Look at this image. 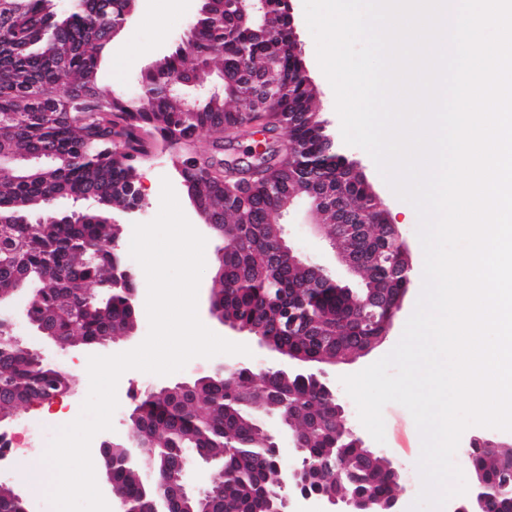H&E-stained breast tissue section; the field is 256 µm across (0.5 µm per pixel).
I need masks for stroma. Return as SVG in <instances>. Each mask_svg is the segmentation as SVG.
Listing matches in <instances>:
<instances>
[{
	"label": "stroma",
	"instance_id": "stroma-1",
	"mask_svg": "<svg viewBox=\"0 0 512 512\" xmlns=\"http://www.w3.org/2000/svg\"><path fill=\"white\" fill-rule=\"evenodd\" d=\"M201 6L202 0H135V19L110 44L102 62L101 83L119 92H136L140 87L143 69L156 59L161 46L172 47L179 43L181 36H184L197 20ZM292 8L302 58L317 90L316 104L324 118L328 120L332 132L340 133L341 122L335 109L334 91L318 65L315 41L304 17L303 0H292ZM346 152L351 159L360 163L368 181L384 200L390 221L400 225L412 252L414 271L418 274L422 273L424 254L417 237L418 218L414 208L395 195L380 176L373 159L366 151L350 146L347 147ZM166 180L176 185V196L184 215L206 240V266L199 285L198 316L201 322L215 334L228 341L238 342V335L225 328L223 323L210 312L215 258L218 249L223 247L224 241L193 214L186 191L178 186L179 176L170 152L158 151L138 167L135 183L140 197L138 210L131 214L121 211L114 214L121 227V247L125 250L129 249L134 224L148 223L156 218L161 207L162 183ZM280 223L306 257L316 261L330 259V249L324 240L316 236L305 202H298L290 212L284 213ZM137 283V322L134 333L119 337L105 346L77 344L60 349L35 336L32 328L24 320H16L15 335L19 336L27 346L42 351L49 362L58 364L72 376L74 383L70 392L66 394L65 400L73 411H80L89 393L90 356H109L127 352L139 346L146 338L149 332L146 312L148 292L146 277L138 276ZM420 292L421 287L417 284L409 289L402 309L384 342L366 354L350 357L345 363L329 367L328 373L332 382H339L342 376L361 371L395 347ZM211 364V359L195 357L182 370L167 376L139 370L123 373L117 385L118 409L112 421V436H122L123 418L134 408L146 389L191 381L201 375L203 370ZM383 418L385 441L381 449L394 465L401 469V483L404 487L401 506L406 510L413 503L422 486L416 467L420 456L421 439L410 412L404 406L397 403L387 404L383 409Z\"/></svg>",
	"mask_w": 512,
	"mask_h": 512
}]
</instances>
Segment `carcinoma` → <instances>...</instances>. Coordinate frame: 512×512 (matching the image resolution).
I'll use <instances>...</instances> for the list:
<instances>
[{"mask_svg": "<svg viewBox=\"0 0 512 512\" xmlns=\"http://www.w3.org/2000/svg\"><path fill=\"white\" fill-rule=\"evenodd\" d=\"M50 0H0V156L14 158L11 173L0 174V294L36 286L30 309L34 323L83 344L110 342L136 320L124 288L112 287V240L120 227L112 209L133 197L118 189L132 186L137 167L156 150L175 152L186 190L218 225L244 230L224 242V274L215 275L214 309L224 307L241 325L277 348L322 361L350 356L375 336L379 321L359 322L351 296L330 284L307 287L308 272L281 261L267 265L288 204L315 192L323 223L342 212L374 217L373 231L359 253L376 256L367 268V286L376 288L395 264L383 235L388 223L355 164L326 151L330 132L314 104L313 86L299 75L301 62L289 53L292 30L285 0H272L266 24L270 38L235 25L232 0H203L195 39L157 58L142 73L135 95L104 89L99 83L102 54L112 26L133 7L131 0H83V8L63 19ZM235 84L229 95L194 102L176 93L177 77L203 83L218 74ZM259 113L261 132L284 131L303 147L294 157L264 150L261 176L246 182L224 164V137L236 138L242 110ZM213 136V149L197 148L199 133ZM316 154L319 169L302 159ZM89 198L97 210L62 214L59 198ZM42 221L33 224L30 216ZM97 259L89 262L86 253ZM72 383L61 367L40 360L9 340L0 343V414L49 399ZM326 395L296 376L260 375L228 362L213 367L168 393L145 391L134 407L137 442L112 449L113 486L128 505L146 512H254L274 489L281 460L265 449L256 425L258 412H293L304 430L303 456L331 462L343 458L360 474L358 492L387 497L394 492L379 468H363L355 440L336 424ZM224 467L205 500L173 501L159 480L187 450ZM470 466L484 475L481 491L501 512H512V495L502 488L500 467L512 462V448L495 457L468 446ZM27 502L0 488V512H25Z\"/></svg>", "mask_w": 512, "mask_h": 512, "instance_id": "1", "label": "carcinoma"}]
</instances>
